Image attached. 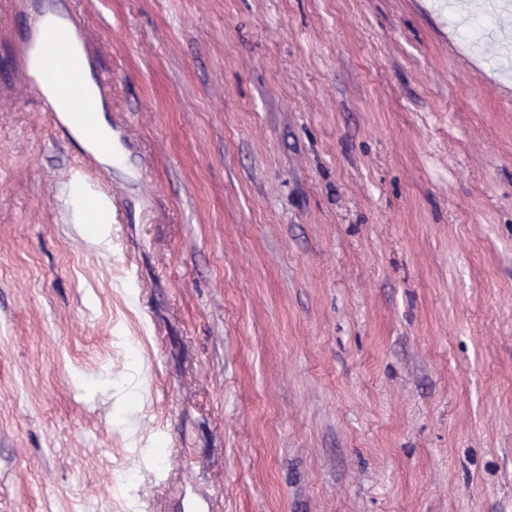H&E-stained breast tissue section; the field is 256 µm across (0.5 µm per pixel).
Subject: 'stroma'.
I'll list each match as a JSON object with an SVG mask.
<instances>
[{
    "label": "stroma",
    "instance_id": "35a3bbf8",
    "mask_svg": "<svg viewBox=\"0 0 512 512\" xmlns=\"http://www.w3.org/2000/svg\"><path fill=\"white\" fill-rule=\"evenodd\" d=\"M43 2L125 163L0 99V512H512V5Z\"/></svg>",
    "mask_w": 512,
    "mask_h": 512
}]
</instances>
